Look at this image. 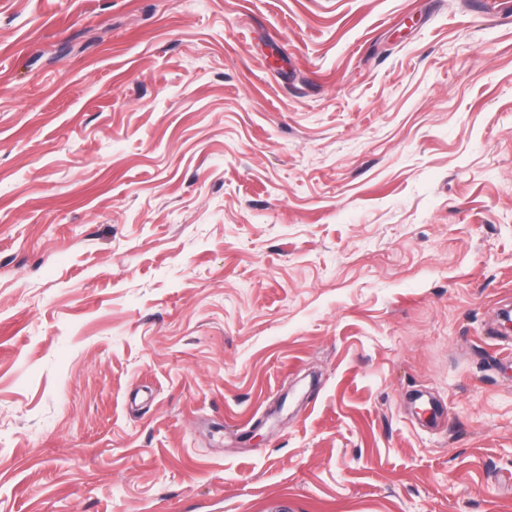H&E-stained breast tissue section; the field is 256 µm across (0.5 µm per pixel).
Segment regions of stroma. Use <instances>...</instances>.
I'll use <instances>...</instances> for the list:
<instances>
[{"instance_id": "stroma-1", "label": "stroma", "mask_w": 512, "mask_h": 512, "mask_svg": "<svg viewBox=\"0 0 512 512\" xmlns=\"http://www.w3.org/2000/svg\"><path fill=\"white\" fill-rule=\"evenodd\" d=\"M512 0H0V512H512Z\"/></svg>"}]
</instances>
